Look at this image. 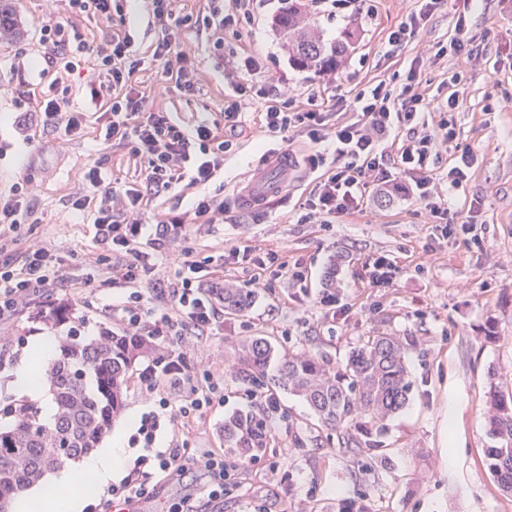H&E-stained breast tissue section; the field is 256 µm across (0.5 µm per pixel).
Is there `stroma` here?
Masks as SVG:
<instances>
[{
    "label": "stroma",
    "instance_id": "35a3bbf8",
    "mask_svg": "<svg viewBox=\"0 0 512 512\" xmlns=\"http://www.w3.org/2000/svg\"><path fill=\"white\" fill-rule=\"evenodd\" d=\"M416 6V0H364L361 7L339 5L328 11L315 6L327 38L350 21H358L361 41L335 77L319 76L288 63L280 37L270 19L279 0H255L249 17L224 31V51L216 53L208 31L196 24L206 0H178L176 14L185 18L181 46L189 53L197 84L194 94L178 91L153 61L152 48L164 34L152 14L150 0H131L124 18H77V33L89 44L112 34H131L142 64L132 76L146 99L148 111L174 113L186 124L201 118L223 123L224 108L233 92L227 79L237 62L261 58L264 77L297 83L302 93L292 111L330 105L337 89H360L369 77L380 76L388 89L404 81L411 45L390 49L389 31ZM25 32L18 40L0 41V191L30 181L35 208L30 226L34 238L61 256L68 273L94 263L99 248L88 224L71 208L85 194L86 168L103 161L117 188L134 182L143 162L101 145L93 116L90 87L96 73L84 68L70 79L71 109L88 113L76 137L51 134L17 120L33 100L44 96L57 74L37 60L44 53L42 24L65 19L63 0H14ZM471 31L489 39L498 73L465 75L463 102L454 115L458 142L478 156L474 177L460 190L463 199L481 200L476 234L442 236L426 222L421 207L400 196L382 202L371 196L363 212L335 224L303 221L300 204L311 189V177L300 170L288 175V187L265 208L246 209L240 223L205 224L183 248L204 257L251 240L301 259L308 271L306 289L296 288L287 274L271 273L255 289L249 310L224 320V331L194 339L187 354L199 371H211L220 382L223 402L213 404L201 419L183 427L169 420L143 390L149 379L146 361L133 368L125 393V412L138 418L155 415V447L181 445L192 453L224 446L221 428L231 413L250 411L271 430L270 444L246 460L236 473V490L211 505V512H336L339 500L363 501L368 512H512V495L492 478L484 450L486 395L490 387L512 393V11L499 0H479L469 15ZM24 86V95L12 94ZM264 100L243 105L244 116L234 130L225 131L233 147L224 156V171L205 188L215 199H228L264 168L266 151L282 148L280 139L266 137L260 114ZM383 254L397 271L391 284L372 288L362 267L365 257ZM336 270V301L321 304V285L328 268ZM127 289L98 282L73 291L46 290L35 304L12 319V341L0 362V401L16 399L11 372L41 336L66 335L68 324L52 327L35 321L37 311L66 305L84 320L83 332L97 335L101 326L121 331L117 321L105 320L102 308L118 302ZM271 336L281 352L323 356L344 366L353 347L365 337L384 333L399 338L406 350L411 382L406 406L397 413L376 445L348 443L357 428L326 430L302 400L278 393L276 410L263 403L264 389L233 366L232 345L242 336ZM459 416L452 434H445L449 403Z\"/></svg>",
    "mask_w": 512,
    "mask_h": 512
}]
</instances>
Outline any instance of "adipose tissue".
<instances>
[{
	"instance_id": "1",
	"label": "adipose tissue",
	"mask_w": 512,
	"mask_h": 512,
	"mask_svg": "<svg viewBox=\"0 0 512 512\" xmlns=\"http://www.w3.org/2000/svg\"><path fill=\"white\" fill-rule=\"evenodd\" d=\"M34 351L35 358H23L15 366L10 385L16 392L39 397L45 388V367L56 355L54 337H41ZM129 432V427L119 428L75 468L47 474L15 500L13 512H85L92 492L107 488L122 475L129 455Z\"/></svg>"
}]
</instances>
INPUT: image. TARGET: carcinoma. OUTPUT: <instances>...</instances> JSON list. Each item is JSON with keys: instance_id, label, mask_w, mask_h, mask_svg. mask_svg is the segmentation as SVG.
I'll list each match as a JSON object with an SVG mask.
<instances>
[{"instance_id": "carcinoma-1", "label": "carcinoma", "mask_w": 512, "mask_h": 512, "mask_svg": "<svg viewBox=\"0 0 512 512\" xmlns=\"http://www.w3.org/2000/svg\"><path fill=\"white\" fill-rule=\"evenodd\" d=\"M272 26L288 63L315 74L339 69L361 35L359 24L352 23L335 39L325 38L305 0H281ZM20 36L12 0H0V40ZM252 302L249 291L224 286V313L241 315ZM151 353L132 345L129 336L104 330L83 336L72 327L60 337L58 358L48 375L55 406L52 421L43 419L38 406L18 400L6 410L9 425L0 427V512H8L12 498L46 472L97 447L123 408L133 364ZM233 358L254 381L303 399L317 421L331 430L354 422L367 432L382 431L385 421L405 406L410 390L404 347L394 336L366 337L343 369L321 356L281 355L262 334L239 339ZM487 433L493 441L486 449L489 470L499 487L512 493V394L495 387L487 398ZM223 437L224 446L242 457L268 444L263 422L250 412L225 418Z\"/></svg>"}]
</instances>
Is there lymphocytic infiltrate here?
<instances>
[{
	"label": "lymphocytic infiltrate",
	"mask_w": 512,
	"mask_h": 512,
	"mask_svg": "<svg viewBox=\"0 0 512 512\" xmlns=\"http://www.w3.org/2000/svg\"><path fill=\"white\" fill-rule=\"evenodd\" d=\"M439 2L424 0L419 10L410 11L388 36L390 46L414 45L405 81L395 94L384 81L375 80L354 93L339 91L329 110L314 107L287 112L278 102L297 97L299 85L274 78L262 85L249 83L247 74L260 71L261 62L248 57L238 63L242 76L231 83L236 99L224 110L225 122L240 123L245 100L274 98V105L263 114V126L270 133H286L309 145L303 163L316 178L301 207L320 223L332 224L361 211L370 191L394 188L412 193L442 234L472 231L469 215L474 204L460 208L451 201L453 192L469 181L475 165L472 151L451 150L457 139L452 114L462 103L464 68H487L488 49L470 32L466 6L471 0H462L447 46L434 50L415 43L421 23ZM175 3L151 0L154 18L166 27L152 57L162 63L180 92L190 94L195 90V72L187 55L177 49V29L172 25ZM73 29V24L61 21L42 26L44 63L70 74L93 62L106 88L114 92L107 110L100 115L104 143L143 160L146 167L139 181L120 190L112 185L101 162H93L86 169L88 192L75 199L72 207L78 215L90 217L101 254L98 265L76 277L67 275L61 260L43 244L25 242L24 226L34 210L29 183H15L8 193H0V326L47 288H66L76 282L91 288L100 274H108L113 286L129 291L124 301L105 307L108 317L120 321L127 335L146 345L160 337H178L177 347L166 359L149 365L153 381L143 394L158 399L161 407H174L176 421L185 423L202 415L213 402L214 376L208 372L199 377L192 372L182 338L188 331L206 336L224 325L217 307L224 281L216 274V267L246 266L252 272L249 283L253 286L270 264L302 284L307 281V270L301 261H288L262 244L247 241L200 259L192 251H181L173 280L157 285L155 295L141 292L140 286L153 272L156 259L155 254L141 248L147 234L175 245L186 240L196 224L230 220L238 208V201H218L200 191L221 171L232 143L207 121L188 126L172 113L146 111L144 98L129 82L140 65L130 36H113L93 46L74 36ZM68 92V87L52 84L33 111L26 113L25 122L59 129L69 136L80 134L84 114L64 109ZM388 136L393 139L389 150L381 146ZM444 148L450 156L447 168L441 170L434 167L433 159ZM180 186L196 190L191 209L164 216L153 227L143 224L140 215L144 207ZM19 243L25 249L16 257L10 249ZM162 383L181 390L182 398L175 402L159 397ZM191 465L205 472L207 481L197 496L210 502L223 497L226 481L239 470L241 461L216 450L192 455L184 448L141 455L131 474L107 489L100 505L106 510L117 499L156 494L162 483L177 479Z\"/></svg>",
	"instance_id": "obj_1"
}]
</instances>
